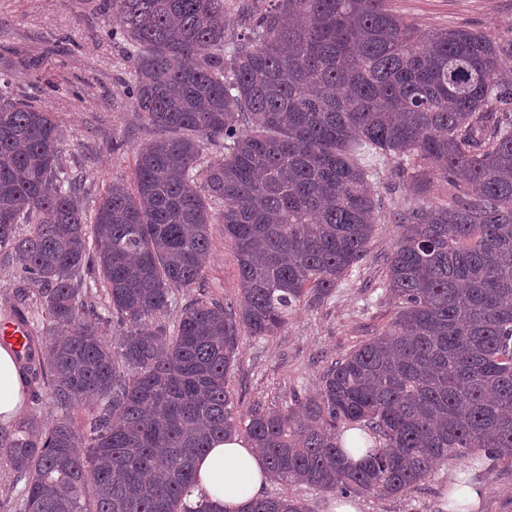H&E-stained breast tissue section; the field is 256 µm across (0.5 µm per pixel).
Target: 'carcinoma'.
Masks as SVG:
<instances>
[{"label": "carcinoma", "instance_id": "obj_1", "mask_svg": "<svg viewBox=\"0 0 512 512\" xmlns=\"http://www.w3.org/2000/svg\"><path fill=\"white\" fill-rule=\"evenodd\" d=\"M103 4L135 73L128 95L163 132L137 151L133 185L108 184L88 213L56 119L0 88V251L16 262L10 310L32 330L14 358L62 411L0 429V458L25 480L19 512H209L187 501L196 461L235 435L270 480L340 495L402 494L475 448L512 465V29L424 30L388 0H239L229 34L226 0ZM218 141L224 161L201 165ZM380 158L407 184L376 285L394 317L327 368L301 413L257 405L241 421L227 389L241 335L280 334L359 269ZM216 219L238 296L191 301L170 327ZM93 402L85 432L70 410ZM241 512L304 507L282 494Z\"/></svg>", "mask_w": 512, "mask_h": 512}]
</instances>
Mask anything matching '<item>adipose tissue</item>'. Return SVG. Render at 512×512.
I'll return each instance as SVG.
<instances>
[{
  "label": "adipose tissue",
  "mask_w": 512,
  "mask_h": 512,
  "mask_svg": "<svg viewBox=\"0 0 512 512\" xmlns=\"http://www.w3.org/2000/svg\"><path fill=\"white\" fill-rule=\"evenodd\" d=\"M24 404L16 363L9 350L0 346V425L13 423ZM197 474L205 500L224 512H237L245 502L259 497L268 480L263 460L237 436L215 443L201 456Z\"/></svg>",
  "instance_id": "ef3b65f1"
}]
</instances>
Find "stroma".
I'll use <instances>...</instances> for the list:
<instances>
[{
  "mask_svg": "<svg viewBox=\"0 0 512 512\" xmlns=\"http://www.w3.org/2000/svg\"><path fill=\"white\" fill-rule=\"evenodd\" d=\"M389 5L426 29L461 26L501 34L512 28V0H389ZM113 25L102 0H0V79L14 98L55 116L61 165L83 172V201L90 210L110 181L131 180L136 150L157 137L126 94L132 74L122 45L110 38ZM210 233L202 282L177 292L179 304L203 292L223 299L237 295V264L223 224H212ZM397 234L396 225L379 216L366 259L331 301L301 305L280 336L242 335L229 385L237 416L248 417L258 404L281 409L316 394L331 363L386 327L396 305L375 285ZM462 480L486 488L478 512H512V466L487 459L441 462L404 494H353L349 501L358 512H448V491Z\"/></svg>",
  "mask_w": 512,
  "mask_h": 512,
  "instance_id": "stroma-1",
  "label": "stroma"
}]
</instances>
